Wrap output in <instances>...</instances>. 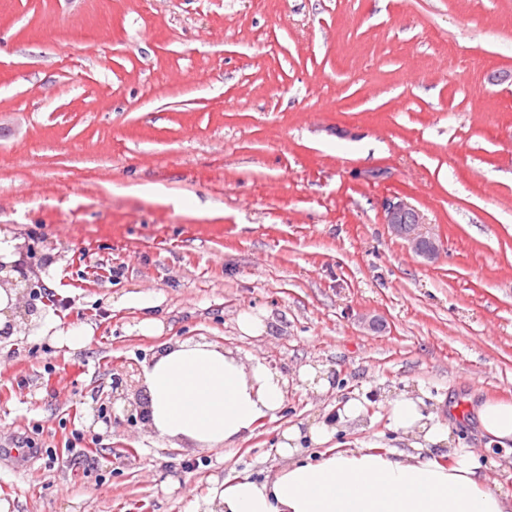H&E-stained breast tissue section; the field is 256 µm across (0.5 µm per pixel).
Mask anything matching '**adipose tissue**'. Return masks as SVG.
<instances>
[{"label": "adipose tissue", "mask_w": 512, "mask_h": 512, "mask_svg": "<svg viewBox=\"0 0 512 512\" xmlns=\"http://www.w3.org/2000/svg\"><path fill=\"white\" fill-rule=\"evenodd\" d=\"M20 242L0 233V330L19 324L21 287L13 266ZM32 335L60 348L88 347L94 330L76 324L55 330L31 316ZM148 427L158 436L199 448H228L282 409L287 381L264 362L244 363L204 340L164 346L142 371ZM393 426L418 443L445 445L448 428L409 393L389 400ZM476 417L485 454L451 449L447 459L400 455L383 448H332L314 462L296 459L298 429L278 446L284 465L270 479L237 478L208 501V512H512V496L492 489L485 472L512 454V401H487Z\"/></svg>", "instance_id": "1"}]
</instances>
